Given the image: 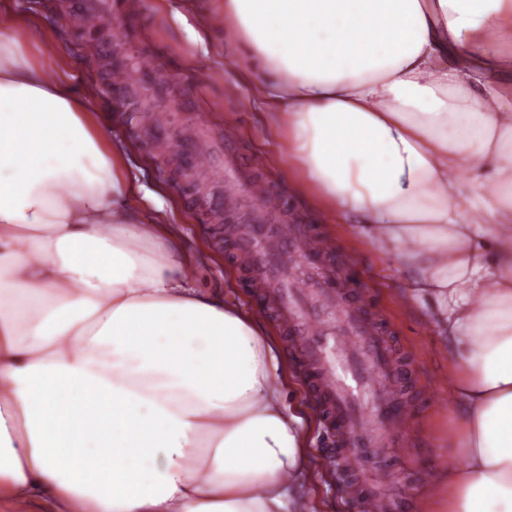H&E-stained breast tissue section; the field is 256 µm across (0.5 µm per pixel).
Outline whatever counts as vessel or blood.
<instances>
[{"instance_id": "1", "label": "vessel or blood", "mask_w": 512, "mask_h": 512, "mask_svg": "<svg viewBox=\"0 0 512 512\" xmlns=\"http://www.w3.org/2000/svg\"><path fill=\"white\" fill-rule=\"evenodd\" d=\"M108 16L100 0H84L70 19L73 29L83 30L101 24ZM236 127L224 129L220 151L224 155V177L230 189L224 199L226 209L235 210L248 203L263 208L276 203L280 213H287L286 200H275L270 183L254 178L253 173L265 165L263 156L251 158L250 169H243L237 151ZM278 243L250 237L241 243L250 259L253 281L270 290L281 327L295 336L300 356L310 369L321 399L324 418L342 432L351 451L341 455H323L322 468H342L358 472L362 459L355 450L361 438L376 433L377 446L404 435L409 427L405 415H389L390 399L384 381L396 371L394 361L381 342L378 323L350 306L344 293L330 281L309 288L296 273L297 264L306 257L323 258L319 248V226L301 230L294 224L277 228ZM362 503L365 512H399L404 502L386 494L381 480L366 484Z\"/></svg>"}]
</instances>
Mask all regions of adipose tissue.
<instances>
[{"label":"adipose tissue","mask_w":512,"mask_h":512,"mask_svg":"<svg viewBox=\"0 0 512 512\" xmlns=\"http://www.w3.org/2000/svg\"><path fill=\"white\" fill-rule=\"evenodd\" d=\"M224 23L284 159L442 334L460 432L431 512H512V0H224ZM20 27L0 12V506L304 512L276 342L196 285Z\"/></svg>","instance_id":"ef3b65f1"}]
</instances>
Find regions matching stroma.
Masks as SVG:
<instances>
[{
  "label": "stroma",
  "instance_id": "stroma-1",
  "mask_svg": "<svg viewBox=\"0 0 512 512\" xmlns=\"http://www.w3.org/2000/svg\"><path fill=\"white\" fill-rule=\"evenodd\" d=\"M122 21L106 20L82 35L66 24L74 0H0V9L18 15L30 27L27 55L47 63L50 75L63 74L74 92L88 99L98 123L109 136L125 141L128 161L138 174L134 191L148 210L162 209L179 226L188 253L195 256L194 279L204 288H217L247 313L254 314L279 345L280 367L299 404L314 408L311 392L292 356V343L268 305L249 298L244 260L226 246L225 224L204 201L224 195V157L215 155L205 175L185 168L183 146H208L223 137L226 125L240 130L243 156L265 158L262 177L290 198L292 224L319 222L324 240L336 252L342 281L360 277L372 289L373 309L385 323L384 338L394 357L408 368L407 381L392 383V398L400 400L410 419L407 433L384 453L369 452L360 471L364 480L389 473L397 483L414 486L426 501L427 472L447 468L453 455L448 440L457 428L449 408L448 358L439 349L438 332L423 313L407 303L405 275L384 246H372L345 224L337 212L317 206L315 193L296 168L282 160L280 134L267 130L252 104L248 87L234 72L229 42H200L192 0H142L140 11L126 9L128 0H112ZM121 41L129 57L153 58L161 72L147 79L142 69L127 71L120 94L110 87L112 44ZM168 106L165 133L172 151L156 153L154 131L148 129L147 108ZM349 481L338 473L316 475L309 493L314 512H359L348 495Z\"/></svg>",
  "mask_w": 512,
  "mask_h": 512
}]
</instances>
